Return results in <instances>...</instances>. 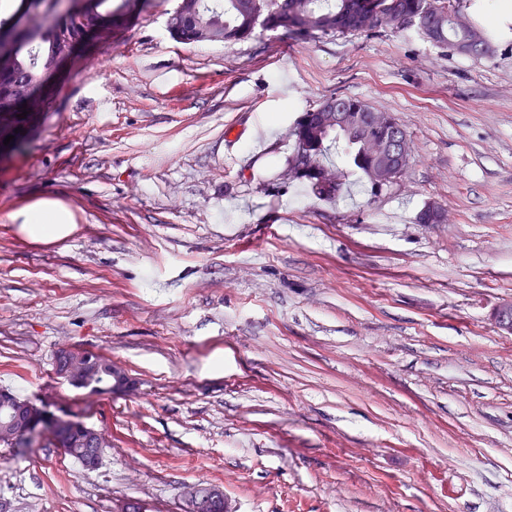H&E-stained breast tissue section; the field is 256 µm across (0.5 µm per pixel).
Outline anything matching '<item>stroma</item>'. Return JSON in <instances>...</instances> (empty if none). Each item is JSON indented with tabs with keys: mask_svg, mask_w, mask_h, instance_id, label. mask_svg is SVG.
<instances>
[{
	"mask_svg": "<svg viewBox=\"0 0 512 512\" xmlns=\"http://www.w3.org/2000/svg\"><path fill=\"white\" fill-rule=\"evenodd\" d=\"M112 0L26 118L0 119V388L106 431L88 470L0 445L8 512H512V13L462 11L476 59L417 32L187 46L177 0ZM329 96L393 115L397 184L333 200L283 179ZM277 127L264 129L267 119ZM58 199L76 229L10 216ZM440 224H421L429 203ZM132 381L57 377L59 350ZM19 222L20 231L30 238L52 241L69 235L75 229L72 213L61 203L41 200L11 215ZM63 355H60L57 362V374L64 381L68 382L72 386H79L82 384L80 374L75 368L74 363V352L78 351L75 349H64ZM88 354L87 371L89 372L88 382L82 384L80 388H91L99 389L109 385L113 377L118 382H114L110 386V390H125L127 389L129 382L126 381L124 374L119 373L115 375L117 369L121 370L116 363L112 362L111 358L105 357L92 352H86ZM122 371V370H121ZM115 375V376H114ZM116 384V386H115ZM190 504L191 512H224V494L216 488H201L191 495Z\"/></svg>",
	"mask_w": 512,
	"mask_h": 512,
	"instance_id": "stroma-1",
	"label": "stroma"
}]
</instances>
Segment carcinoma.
Here are the masks:
<instances>
[{"mask_svg": "<svg viewBox=\"0 0 512 512\" xmlns=\"http://www.w3.org/2000/svg\"><path fill=\"white\" fill-rule=\"evenodd\" d=\"M52 0H38L24 21L16 14L0 17V115L35 99L45 88L60 63L75 50L76 41L103 37L112 29L109 0H95L98 22L90 31L72 28L47 7ZM460 13L459 0H179L173 11L169 32L173 39L188 45L224 43L251 37L256 29L282 30L288 37L306 41L317 36L371 34L389 25L403 32L408 23L434 45L450 49L453 44L482 37L485 55L492 53L487 33L471 21L454 25L451 17ZM26 49L17 54L12 45ZM341 105L347 112H371L373 108L352 97H329L313 112L300 119L293 129L295 148L288 163L322 168L333 147L346 155L350 165L367 181H372L375 166L363 147V135L352 125L337 130L330 113ZM118 366L112 359L88 353V382L84 388L99 389L109 385ZM47 445L61 448L77 461H82L84 440L90 431L74 420L62 424L44 418ZM191 512H216L224 508V494L216 488H201L191 495Z\"/></svg>", "mask_w": 512, "mask_h": 512, "instance_id": "1", "label": "carcinoma"}]
</instances>
